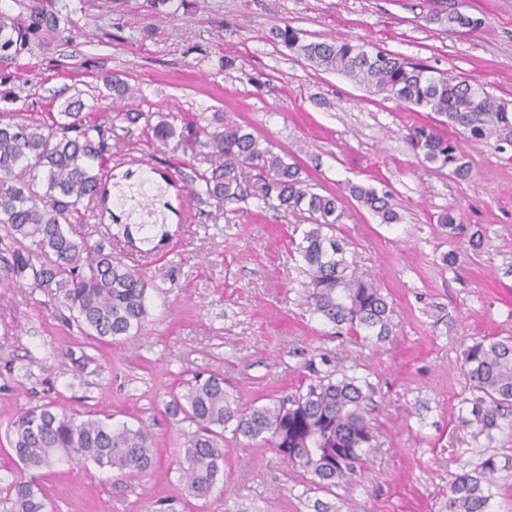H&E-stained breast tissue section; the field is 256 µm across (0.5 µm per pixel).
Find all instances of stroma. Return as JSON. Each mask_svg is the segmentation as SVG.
<instances>
[{
  "instance_id": "35a3bbf8",
  "label": "stroma",
  "mask_w": 512,
  "mask_h": 512,
  "mask_svg": "<svg viewBox=\"0 0 512 512\" xmlns=\"http://www.w3.org/2000/svg\"><path fill=\"white\" fill-rule=\"evenodd\" d=\"M65 32L34 55L0 65V113L46 120L82 95L121 164L109 187L133 183L166 203L169 239L134 232L121 252L149 248L148 333L105 343L81 332L24 281L0 270V489L16 472L7 428L53 401L112 425L144 426L154 469L131 478L61 462L36 472L51 512H445L462 466L494 457L490 512H512V431L483 432L460 417L472 396L461 369L474 342L512 336V161L467 148L464 181L416 157L406 140L431 120L316 67L271 37L289 24L307 41L357 38L473 84L512 104V0H48ZM459 12L470 29L430 22ZM233 68H225V57ZM127 81L132 112L242 125L285 160H298L321 194L342 195L335 234L357 274L374 277L393 308V333L336 334L305 301L295 251L307 216L254 195L197 198L208 157L182 142L149 145L141 125L113 118L104 76ZM390 191L399 220L379 219L344 194L347 183ZM455 208L481 230L479 248L452 240L438 217ZM456 252L455 265L443 257ZM368 377L374 441L355 485L315 489L260 441L224 434V478L205 500L186 497L177 465L184 423L165 409L193 373L217 374L240 404L295 393L311 370Z\"/></svg>"
}]
</instances>
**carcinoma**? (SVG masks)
<instances>
[{
	"label": "carcinoma",
	"mask_w": 512,
	"mask_h": 512,
	"mask_svg": "<svg viewBox=\"0 0 512 512\" xmlns=\"http://www.w3.org/2000/svg\"><path fill=\"white\" fill-rule=\"evenodd\" d=\"M427 21H444L450 28L482 23L457 12ZM60 23L58 14L38 6L21 21L1 18L0 61L15 62L32 53L44 39L61 34ZM271 34L325 71L440 117L436 125L414 128L410 146L414 154L448 169L458 180L471 173L462 144L492 142L500 152L512 147V109L480 87L353 39L306 42L288 24L272 28ZM104 85L115 100L130 90L116 77L105 78ZM117 116L130 124L144 122L153 141L164 143L177 136L191 153L203 152L214 160L211 174L196 175L210 198L224 201L243 195L244 170L258 168L261 183L255 195L263 203L322 218L298 244L313 313L362 340L389 335L390 303L372 279L351 269L345 243L332 235L336 221H327L336 214L340 197L312 192L297 162H286L241 126L210 130L187 122L180 130L160 112ZM442 125L458 129L464 142L448 139ZM110 158L112 147L104 129L78 96L64 101L49 123L18 115L0 118V261L10 278L30 282L49 301L67 309L85 334L104 341L139 336L149 323L147 279L137 265L115 252V236L93 242L73 228L94 213L102 191L100 169ZM19 165L32 173L30 181L16 180ZM346 190L381 223L398 221L388 191L353 183ZM439 223L450 237L464 232L452 209ZM461 368L473 391L469 423L487 432L511 426L512 336L469 346ZM372 393L365 377L317 373L305 390L287 400L243 407L224 392V379L195 376L168 402L188 423L179 459L185 491L198 499L213 492L224 474V431L231 422L234 433L270 443L310 476L316 488L330 492L353 483L374 438L367 418ZM8 434L20 472L0 496V512H49L47 490L26 479L25 473L58 461L91 462L126 477L156 464V448L144 427L81 419L52 403L21 413L9 424ZM496 471L494 458L488 457L455 474L446 512H488Z\"/></svg>",
	"instance_id": "obj_1"
}]
</instances>
